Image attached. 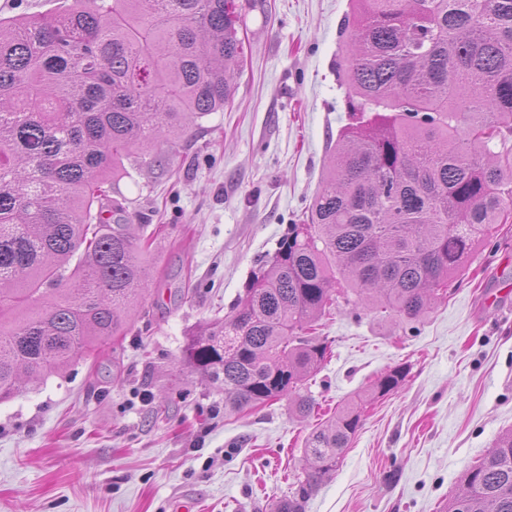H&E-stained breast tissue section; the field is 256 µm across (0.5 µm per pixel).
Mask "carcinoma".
<instances>
[{
  "instance_id": "1",
  "label": "carcinoma",
  "mask_w": 512,
  "mask_h": 512,
  "mask_svg": "<svg viewBox=\"0 0 512 512\" xmlns=\"http://www.w3.org/2000/svg\"><path fill=\"white\" fill-rule=\"evenodd\" d=\"M240 23L235 0H72L0 18V403L21 375H58L129 331L157 231L116 199L112 222L100 214L125 162L174 150L232 101ZM341 32L349 123L308 213L183 349L230 413L286 397L310 415L303 390L331 356L316 326L339 301L428 317L512 214V0H350ZM407 374L378 375L365 402ZM363 416L355 401L309 433L304 478L274 512H303ZM447 512H512V430Z\"/></svg>"
}]
</instances>
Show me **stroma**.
Here are the masks:
<instances>
[{"label":"stroma","mask_w":512,"mask_h":512,"mask_svg":"<svg viewBox=\"0 0 512 512\" xmlns=\"http://www.w3.org/2000/svg\"><path fill=\"white\" fill-rule=\"evenodd\" d=\"M237 3L231 106L120 182L134 223L162 228L131 331L0 404V512H269L294 491L313 427L398 364L404 385L368 405L305 512H437L512 428V222L429 317L342 305L322 318L333 354L308 382L311 418L284 399L225 414L223 386L184 363L188 334L228 315L304 218L348 122L336 62L349 0Z\"/></svg>","instance_id":"1"}]
</instances>
